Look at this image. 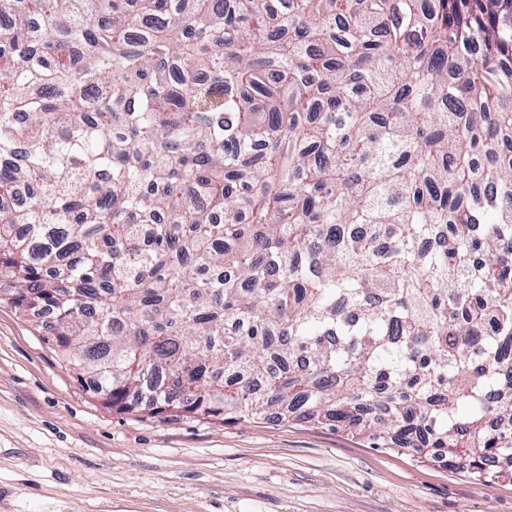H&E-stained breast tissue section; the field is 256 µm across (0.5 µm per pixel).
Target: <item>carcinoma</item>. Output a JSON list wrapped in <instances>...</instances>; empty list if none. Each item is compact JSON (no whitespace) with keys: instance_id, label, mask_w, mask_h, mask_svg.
Listing matches in <instances>:
<instances>
[{"instance_id":"cac0c4a2","label":"carcinoma","mask_w":512,"mask_h":512,"mask_svg":"<svg viewBox=\"0 0 512 512\" xmlns=\"http://www.w3.org/2000/svg\"><path fill=\"white\" fill-rule=\"evenodd\" d=\"M121 2L0 0V300L118 411L512 477V0Z\"/></svg>"}]
</instances>
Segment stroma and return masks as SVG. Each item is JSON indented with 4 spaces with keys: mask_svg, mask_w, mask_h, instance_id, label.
<instances>
[{
    "mask_svg": "<svg viewBox=\"0 0 512 512\" xmlns=\"http://www.w3.org/2000/svg\"><path fill=\"white\" fill-rule=\"evenodd\" d=\"M0 301V512H512L407 450L311 422L119 413Z\"/></svg>",
    "mask_w": 512,
    "mask_h": 512,
    "instance_id": "obj_1",
    "label": "stroma"
}]
</instances>
